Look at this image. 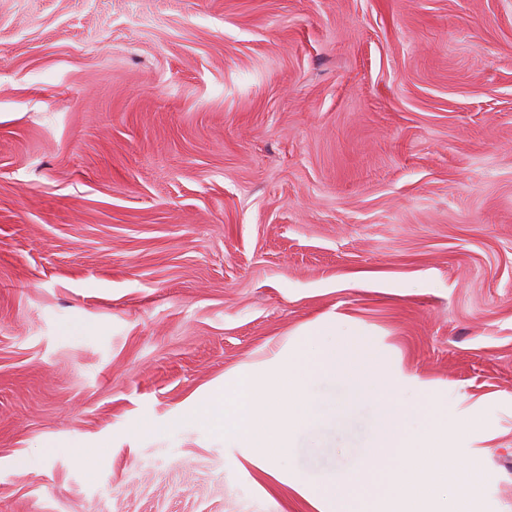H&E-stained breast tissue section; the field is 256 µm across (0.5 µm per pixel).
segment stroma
<instances>
[{
  "instance_id": "obj_1",
  "label": "stroma",
  "mask_w": 512,
  "mask_h": 512,
  "mask_svg": "<svg viewBox=\"0 0 512 512\" xmlns=\"http://www.w3.org/2000/svg\"><path fill=\"white\" fill-rule=\"evenodd\" d=\"M332 311L512 512V0H0V512H309L170 417Z\"/></svg>"
}]
</instances>
